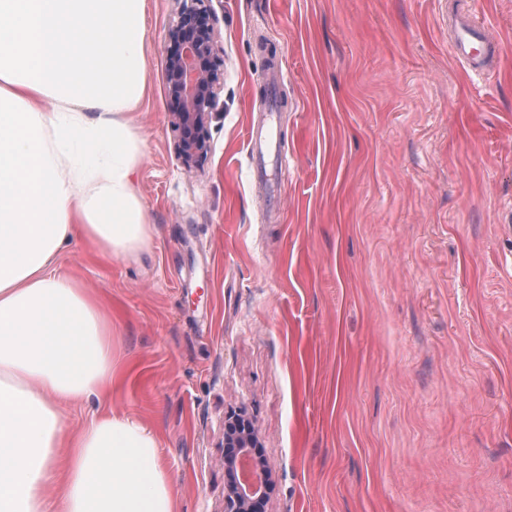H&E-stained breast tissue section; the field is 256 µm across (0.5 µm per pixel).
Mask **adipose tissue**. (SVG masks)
Wrapping results in <instances>:
<instances>
[{
  "mask_svg": "<svg viewBox=\"0 0 512 512\" xmlns=\"http://www.w3.org/2000/svg\"><path fill=\"white\" fill-rule=\"evenodd\" d=\"M145 36V0H0V512H178L155 431L105 409L111 313L54 269L77 238L147 241Z\"/></svg>",
  "mask_w": 512,
  "mask_h": 512,
  "instance_id": "1",
  "label": "adipose tissue"
}]
</instances>
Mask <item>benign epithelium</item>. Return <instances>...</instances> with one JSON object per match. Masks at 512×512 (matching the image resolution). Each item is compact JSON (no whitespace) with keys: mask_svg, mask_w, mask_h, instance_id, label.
I'll use <instances>...</instances> for the list:
<instances>
[{"mask_svg":"<svg viewBox=\"0 0 512 512\" xmlns=\"http://www.w3.org/2000/svg\"><path fill=\"white\" fill-rule=\"evenodd\" d=\"M169 40L167 90L182 132L178 152L190 162L202 149L203 131L217 105L222 81L211 64L214 31L208 11L193 6L182 9ZM258 447L257 431L244 414L224 416V512H261L269 478Z\"/></svg>","mask_w":512,"mask_h":512,"instance_id":"obj_1","label":"benign epithelium"}]
</instances>
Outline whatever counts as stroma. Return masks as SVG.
Here are the masks:
<instances>
[{
	"label": "stroma",
	"instance_id": "1",
	"mask_svg": "<svg viewBox=\"0 0 512 512\" xmlns=\"http://www.w3.org/2000/svg\"><path fill=\"white\" fill-rule=\"evenodd\" d=\"M147 0V244L73 240L112 313L110 410L156 432L179 512H224V416L254 420L263 512H512V0H207L224 74L177 152ZM483 25L476 75L448 20ZM288 161L248 181L251 125Z\"/></svg>",
	"mask_w": 512,
	"mask_h": 512
}]
</instances>
